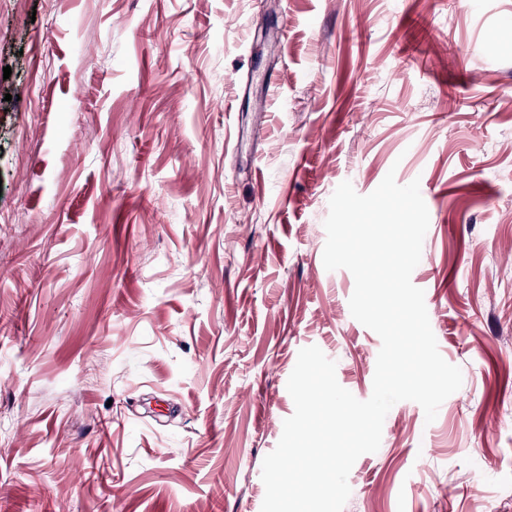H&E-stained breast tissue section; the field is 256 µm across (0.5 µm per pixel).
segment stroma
<instances>
[{
  "mask_svg": "<svg viewBox=\"0 0 512 512\" xmlns=\"http://www.w3.org/2000/svg\"><path fill=\"white\" fill-rule=\"evenodd\" d=\"M0 512H261L342 181L419 180L461 388L388 412L343 512H512V0H0Z\"/></svg>",
  "mask_w": 512,
  "mask_h": 512,
  "instance_id": "35a3bbf8",
  "label": "stroma"
}]
</instances>
